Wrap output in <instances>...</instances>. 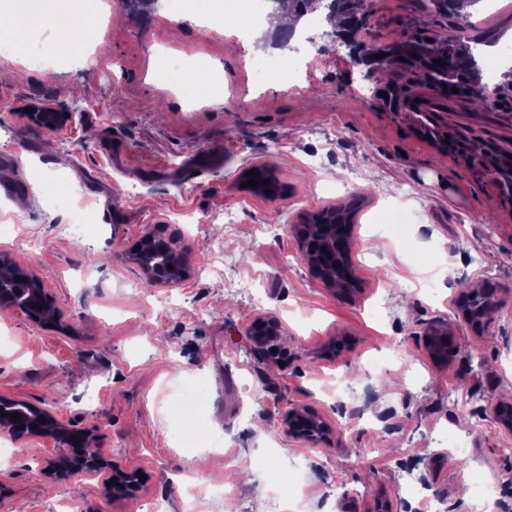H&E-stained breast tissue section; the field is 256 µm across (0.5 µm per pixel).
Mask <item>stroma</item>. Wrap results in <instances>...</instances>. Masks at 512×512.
Returning a JSON list of instances; mask_svg holds the SVG:
<instances>
[{"instance_id":"obj_1","label":"stroma","mask_w":512,"mask_h":512,"mask_svg":"<svg viewBox=\"0 0 512 512\" xmlns=\"http://www.w3.org/2000/svg\"><path fill=\"white\" fill-rule=\"evenodd\" d=\"M425 2L366 0L359 43L445 38L451 24ZM105 3L78 63L48 53V20L23 18L27 58L0 80V182L21 185L0 190V254L35 273L61 315L49 326L0 309V396L95 430L105 457L145 480L122 495L54 481L42 472L52 440L0 436V512L69 500L140 512L156 496L183 512L187 485L236 468L252 483L234 484L228 507L199 499L197 512H256L278 491L290 512H427L405 475L448 512H475L479 485L512 512V433L493 421L494 405L512 404V190L500 167L512 106L445 98L397 68L366 78L341 44L281 84L266 75L272 53L254 51L264 30L249 26L252 0H224L238 24L214 32L189 14L173 23L168 0ZM504 5L464 20L470 35L498 26L482 60L512 44ZM170 53L219 64L223 102L207 81L164 72ZM32 103L76 116L42 131L21 116ZM251 168L272 171L280 192L245 188ZM354 198L358 289L342 296L306 265L295 226ZM149 233L175 242L184 281L148 284L130 262ZM482 288L498 308L476 327L459 305ZM259 316L281 322L274 355L247 332ZM443 328L450 348L437 359L427 338ZM292 410L331 435L289 437Z\"/></svg>"}]
</instances>
